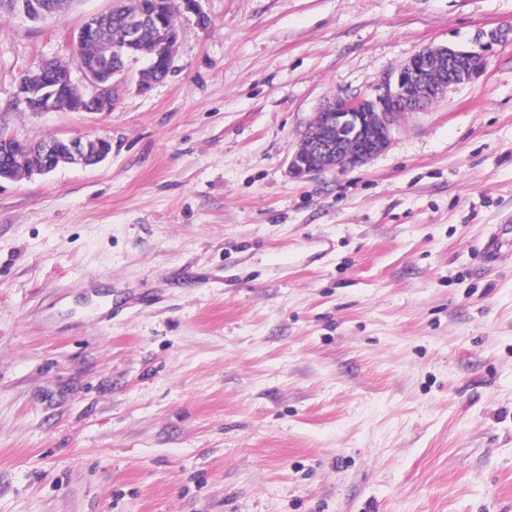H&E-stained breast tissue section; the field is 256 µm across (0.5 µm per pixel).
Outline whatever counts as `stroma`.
Listing matches in <instances>:
<instances>
[{
  "label": "stroma",
  "mask_w": 512,
  "mask_h": 512,
  "mask_svg": "<svg viewBox=\"0 0 512 512\" xmlns=\"http://www.w3.org/2000/svg\"><path fill=\"white\" fill-rule=\"evenodd\" d=\"M110 5L0 16V128L112 144L0 182V512H512V0H200L148 92L26 111ZM426 46L483 73L293 178ZM109 15L110 11L91 15L83 27L73 36L75 46L80 47L92 42L97 36L100 25L108 20Z\"/></svg>",
  "instance_id": "35a3bbf8"
}]
</instances>
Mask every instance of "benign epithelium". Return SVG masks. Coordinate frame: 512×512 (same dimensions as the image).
Listing matches in <instances>:
<instances>
[{
  "label": "benign epithelium",
  "instance_id": "obj_1",
  "mask_svg": "<svg viewBox=\"0 0 512 512\" xmlns=\"http://www.w3.org/2000/svg\"><path fill=\"white\" fill-rule=\"evenodd\" d=\"M19 5L20 14L33 22L60 17L58 12H35L26 0H20ZM119 11L129 13L124 43L108 47L96 60L81 58L75 65L93 93L85 99L72 93L77 88L74 78L62 83L49 76L40 63L34 74L19 79L16 86V98L28 111L110 112L116 104L114 91L118 86L132 79L136 89L144 92L156 84L152 73L159 62H164V71H171L173 52L159 60L137 49L141 35L155 28L167 36L168 43L177 44L178 27L166 15L163 0H115L112 12ZM108 17L107 12L90 16L74 35L75 46L92 42ZM483 68V55L475 49L426 47L384 76L373 93L333 98L316 114L294 152L290 161L294 176H313L327 166L343 171L364 165L386 149L399 116L420 111L450 87L477 79ZM19 144L20 140L0 129V164L7 168L24 161ZM111 150V143L104 139L54 138L41 143L42 159L30 175H45L63 164L94 166Z\"/></svg>",
  "mask_w": 512,
  "mask_h": 512
}]
</instances>
